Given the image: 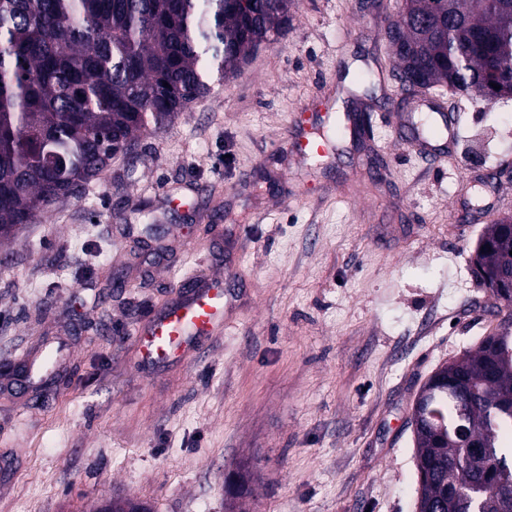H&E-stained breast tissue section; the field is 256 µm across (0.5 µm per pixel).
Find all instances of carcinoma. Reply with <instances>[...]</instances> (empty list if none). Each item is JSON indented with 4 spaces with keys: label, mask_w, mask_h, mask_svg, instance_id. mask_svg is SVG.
Returning <instances> with one entry per match:
<instances>
[{
    "label": "carcinoma",
    "mask_w": 512,
    "mask_h": 512,
    "mask_svg": "<svg viewBox=\"0 0 512 512\" xmlns=\"http://www.w3.org/2000/svg\"><path fill=\"white\" fill-rule=\"evenodd\" d=\"M297 0H0V238L71 198L129 152L235 75L248 53L277 37ZM392 24L396 66L427 89L480 101L489 79L512 94V0H403ZM168 86H163V83ZM480 241L488 272L512 243L500 221ZM491 346L479 344L424 383L444 429L414 432L417 465L431 478L421 498L447 512H506L481 489L489 472L512 475V306L498 305ZM463 425L484 449L474 472L454 434Z\"/></svg>",
    "instance_id": "1"
}]
</instances>
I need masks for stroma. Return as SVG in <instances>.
Wrapping results in <instances>:
<instances>
[{
  "instance_id": "35a3bbf8",
  "label": "stroma",
  "mask_w": 512,
  "mask_h": 512,
  "mask_svg": "<svg viewBox=\"0 0 512 512\" xmlns=\"http://www.w3.org/2000/svg\"><path fill=\"white\" fill-rule=\"evenodd\" d=\"M401 5L299 0L236 76L0 243V512H228L246 459L250 512H416L415 396L499 322L470 258L512 216V98L446 95L462 130L438 164L397 139L412 103L381 31ZM305 106L369 136L308 166L283 148ZM194 269L223 276L228 329L143 367L137 331Z\"/></svg>"
}]
</instances>
